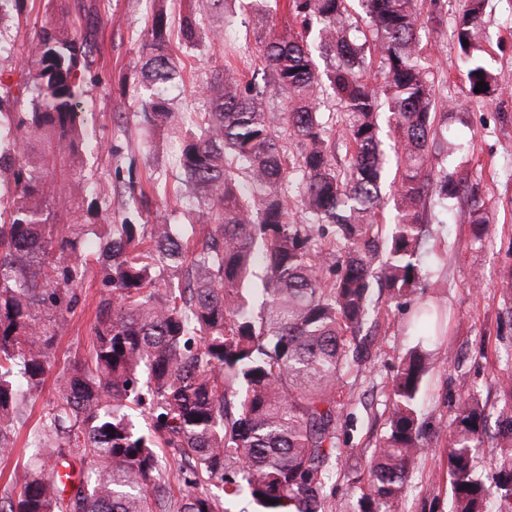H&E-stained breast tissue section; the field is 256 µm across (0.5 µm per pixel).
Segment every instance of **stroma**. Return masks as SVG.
I'll return each mask as SVG.
<instances>
[{"mask_svg": "<svg viewBox=\"0 0 512 512\" xmlns=\"http://www.w3.org/2000/svg\"><path fill=\"white\" fill-rule=\"evenodd\" d=\"M62 1L79 34L102 46L101 56L83 71L81 86L84 129L90 138L104 141L105 147L82 153L76 162L58 164L51 181L78 176L104 188L106 203L91 196L70 203L78 223L91 225L101 235L125 218L140 223L132 194L136 187L150 191L151 216L186 223L185 208L175 202L176 195L185 190L176 156L197 112L205 107L199 85L218 61L242 81L262 80V45L271 33L287 26L282 0H263L258 9L235 12L226 19L207 13V26L223 27L224 44L218 47L206 42L196 50H178L177 78L164 90L175 114L177 128L173 131L143 129L129 108L138 96L142 37L160 6L155 0H27L19 25L0 32V39L12 46L11 53L0 55V72L9 76L6 87L0 88V110L14 111L19 94L15 79L22 72L37 30L53 17ZM464 4L465 0H441L440 21L429 24L421 38V54L434 65L435 92L442 100L463 97L466 91L453 37V19ZM484 30V53L499 84L512 88V0H490ZM468 120L464 167L470 184L478 187L486 203L492 230L483 240H475L471 225L447 223L435 206L427 208L424 248L435 259L427 267L418 299L432 300L449 310L448 336L460 361L450 363L439 351L432 355V367L422 385L421 416L430 451L411 478L403 512H450L444 450L453 403L475 392L489 413H498L495 378L512 360V335L497 333L498 314L505 304L498 283L512 267V97L493 107L472 102ZM105 204L110 213H102ZM476 273L481 276L477 286L472 283ZM107 294L100 267L92 266L75 291L51 350L45 381L29 409V424H36L56 399L59 377L69 363L87 357L98 306ZM416 301L397 305L379 298L378 323L367 338L370 356L346 379L342 402L349 425L339 434L345 452L335 462L338 476L327 492L344 512H352L356 506L346 472L370 459L385 431L389 382L406 344L401 328Z\"/></svg>", "mask_w": 512, "mask_h": 512, "instance_id": "stroma-1", "label": "stroma"}]
</instances>
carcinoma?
<instances>
[{
    "label": "carcinoma",
    "instance_id": "1",
    "mask_svg": "<svg viewBox=\"0 0 512 512\" xmlns=\"http://www.w3.org/2000/svg\"><path fill=\"white\" fill-rule=\"evenodd\" d=\"M349 2L285 0L299 30L264 42L263 84L222 69L205 80L207 111L179 155L190 225L114 224L95 243L91 225L61 223L46 190L59 158L93 148L84 141L80 88L93 46L63 0L40 27L18 83L28 94L22 111L0 112V448L15 444L27 422L25 406L45 381L88 257L112 293L88 358L66 369L59 399L23 444L29 459L53 456L55 465L12 477L21 491L9 512H238L243 500L251 512H335L326 491L344 452L338 433L348 426L340 397L348 373L368 357L359 336L375 311L373 283L391 301L421 288L422 209L433 196L450 215L448 202L470 201L464 214L476 237L489 230L484 202L460 169L465 147L438 128L462 105L455 98L437 112L432 67L419 50L427 4L438 0H361L363 28ZM487 4L466 0L454 37L466 97L493 105L504 89L481 56ZM180 36L191 49L205 38L197 9L180 18ZM170 39L160 8L142 45L149 95L136 101V116L146 127L172 120L162 96L176 75ZM374 51L382 79L372 83L365 73ZM481 81L486 89L477 93ZM270 88L287 101L281 120L300 147L296 156L262 108ZM329 94L349 145L341 168L321 115ZM383 112L393 123L398 174L386 224ZM432 153L446 163L436 173ZM61 190L104 199L101 186L80 178ZM290 200L305 223L291 218ZM257 267L266 278L253 289ZM421 325L432 332L400 358L379 448L363 470L346 474L357 512H400L429 452L420 391L427 346L446 331L442 311L418 302L404 332ZM496 386L503 406L492 423L478 395L455 403L446 448L452 512H512V371ZM137 411L149 414L151 428L135 426ZM66 445L93 468L61 473L70 466ZM484 446L499 460L493 489L475 472ZM171 459L186 486L177 493L162 478Z\"/></svg>",
    "mask_w": 512,
    "mask_h": 512
}]
</instances>
